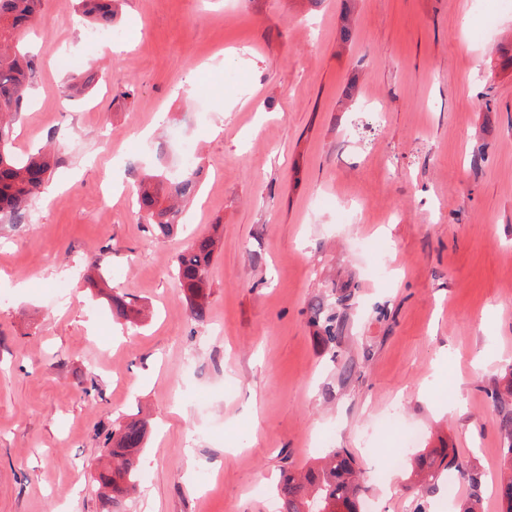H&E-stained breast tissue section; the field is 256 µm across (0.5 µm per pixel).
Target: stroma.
<instances>
[{
    "label": "stroma",
    "mask_w": 512,
    "mask_h": 512,
    "mask_svg": "<svg viewBox=\"0 0 512 512\" xmlns=\"http://www.w3.org/2000/svg\"><path fill=\"white\" fill-rule=\"evenodd\" d=\"M470 5L124 0L96 36L75 0H45L13 149L49 143L61 165L28 223H0V512H105L85 488L133 413L149 432L125 512H269L282 466L333 448L378 512H458L472 475L502 512L512 401L489 394L512 375V14ZM174 129L205 179L162 238L132 198ZM212 234L199 323L174 262ZM91 265L152 318L107 320ZM393 408L419 447L463 461L456 499L413 487L407 464L376 479L403 451L382 427ZM501 456L504 472H501L498 492L506 512H512V415L505 414L501 423ZM506 470V471H505Z\"/></svg>",
    "instance_id": "obj_1"
}]
</instances>
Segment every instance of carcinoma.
I'll use <instances>...</instances> for the list:
<instances>
[{
  "mask_svg": "<svg viewBox=\"0 0 512 512\" xmlns=\"http://www.w3.org/2000/svg\"><path fill=\"white\" fill-rule=\"evenodd\" d=\"M121 0H78V11L98 29L112 27ZM43 0H0V222L24 224L32 199L41 189L60 158L44 150L27 158L12 151L13 122L22 112L31 67L19 51L27 29L42 19ZM201 167L188 169L174 179L160 171L143 175L137 190L139 218L155 226L163 237L174 234L181 225L182 204L198 191ZM215 252V240L198 238L178 256L174 266L183 288L191 319L203 322L209 308V271ZM112 315L118 319H136L144 309L119 293L106 295ZM313 324L336 343V316L318 307ZM146 425L136 419L112 432L107 456L112 468H104L95 478L97 490L108 512H120L125 498L138 482L137 460L146 438ZM501 456L504 472L498 492L505 512H512V415L501 423ZM412 475L423 488L435 486L450 469L462 468V462L446 448H424L412 463ZM365 491L360 468L344 450L330 452L316 467L283 475L278 487L283 512H360Z\"/></svg>",
  "mask_w": 512,
  "mask_h": 512,
  "instance_id": "1",
  "label": "carcinoma"
}]
</instances>
